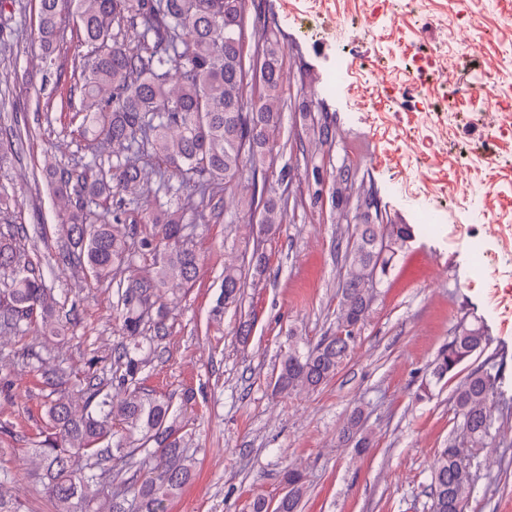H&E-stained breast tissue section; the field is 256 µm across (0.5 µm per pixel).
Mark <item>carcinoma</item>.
I'll return each mask as SVG.
<instances>
[{
	"label": "carcinoma",
	"instance_id": "carcinoma-1",
	"mask_svg": "<svg viewBox=\"0 0 512 512\" xmlns=\"http://www.w3.org/2000/svg\"><path fill=\"white\" fill-rule=\"evenodd\" d=\"M37 39L45 59L58 50L61 16L68 10L78 21L80 41L91 48L78 59L87 102L81 118L83 134L98 146L112 148L117 164L111 172L91 178L82 172L65 173L50 161L45 175L59 202L58 232L70 249L62 260L85 271L93 280L109 279L130 262L134 229H120L121 214L98 224L89 222V204L108 200L120 189L133 194L144 189L142 166L156 160L164 170L159 178L177 172L192 183L195 197L172 211L146 212L151 238L141 241L160 251L152 275L117 282L123 328L132 343L114 354L112 381L120 396L88 381L81 387L83 406L59 398L48 415L53 432L30 449L36 481L49 494L54 512H168V501L192 478L194 459L188 454V433L181 410L139 386L142 367L151 351L136 338L153 343L167 334V295L175 287L192 284L199 273L198 257L185 238L186 215L208 222L220 215L213 202L218 186L229 191L241 179L258 193L257 173L277 146L270 132L280 125L285 73L280 40L263 22L254 41L261 47L259 82L246 81L244 62L245 0H39ZM133 30L137 49L120 39L125 27ZM305 125L309 142L319 148L335 138L327 117ZM21 131L0 142V166L17 153ZM261 203V230L270 234L286 222L288 201L270 193ZM412 237L408 224H391L377 213L347 241L346 271L339 288L338 328L364 322L371 289L363 287L372 270L386 275L397 254ZM28 230L19 225L0 234V267L15 277L0 289V330L24 333L31 318L40 315L45 330L58 334L52 315L56 298L30 260L24 241ZM245 286L237 267L224 269L219 305L233 303ZM488 345L482 327L460 320L453 336L438 353L432 377L466 372L452 393L459 424L448 438L430 471L429 512H466L473 496L472 471L458 463L461 448L489 445L495 420L492 404L500 396L502 364L498 354L474 364ZM350 346H336V336L315 344L295 340L282 356L275 387L288 392L313 391L333 379ZM361 411L347 418L340 432L344 442L367 447L357 437ZM126 437L112 444L114 424ZM288 492L274 509L262 497L252 512H299L304 493L302 472H284ZM12 480L0 474V512H20L3 494Z\"/></svg>",
	"mask_w": 512,
	"mask_h": 512
}]
</instances>
